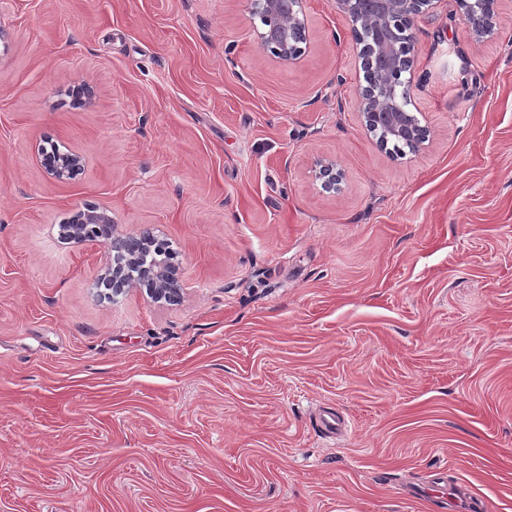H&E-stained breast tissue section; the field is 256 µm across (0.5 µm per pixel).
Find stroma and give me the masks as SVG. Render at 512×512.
Instances as JSON below:
<instances>
[{
  "mask_svg": "<svg viewBox=\"0 0 512 512\" xmlns=\"http://www.w3.org/2000/svg\"><path fill=\"white\" fill-rule=\"evenodd\" d=\"M251 9L0 0V512H512V0L419 19L402 156L336 0L292 65ZM89 205L169 242L181 304L107 296L59 237ZM463 10V21L468 31L475 36L490 33L498 24L494 11V0H459ZM42 165L53 177L58 180L71 179L81 169V157L71 153L59 159L57 162L47 163L42 161ZM316 179L320 181L323 192L336 195L343 189L344 172L336 160L322 158L316 162Z\"/></svg>",
  "mask_w": 512,
  "mask_h": 512,
  "instance_id": "1",
  "label": "stroma"
}]
</instances>
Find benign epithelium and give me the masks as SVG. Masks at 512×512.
Listing matches in <instances>:
<instances>
[{
    "mask_svg": "<svg viewBox=\"0 0 512 512\" xmlns=\"http://www.w3.org/2000/svg\"><path fill=\"white\" fill-rule=\"evenodd\" d=\"M441 0H336L337 8L351 22L344 33L360 47L358 57L366 85L359 92L358 109L370 132L379 133L378 142L387 147L393 140L409 144L417 152L428 140V126L421 123L411 104L410 87L416 53V26L420 17L434 12ZM463 21L475 36L491 32L498 24L494 0H459ZM303 0H253L252 17L259 19L260 49L263 53L292 63L306 51V28L300 18ZM43 167L59 180L72 178L81 169V157L71 153ZM316 179L322 191L336 195L343 189L344 172L336 160L316 162ZM66 236L77 244L102 245L112 252L104 265L112 292L146 288L156 301L177 305L185 287L175 266H159L143 272L138 280L128 278L127 265L150 245L154 234L142 230L135 236L118 232L107 210L92 206L72 216Z\"/></svg>",
    "mask_w": 512,
    "mask_h": 512,
    "instance_id": "7a95c632",
    "label": "benign epithelium"
}]
</instances>
